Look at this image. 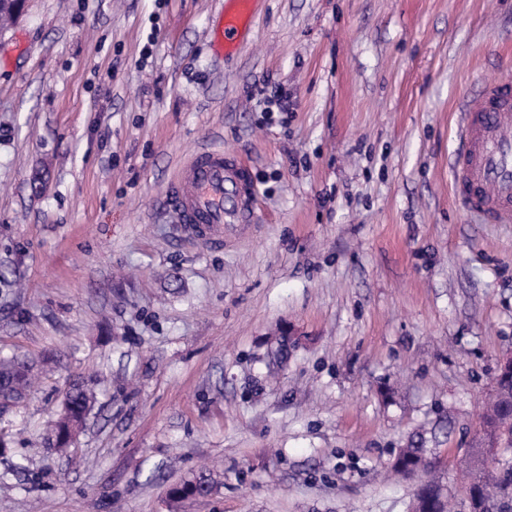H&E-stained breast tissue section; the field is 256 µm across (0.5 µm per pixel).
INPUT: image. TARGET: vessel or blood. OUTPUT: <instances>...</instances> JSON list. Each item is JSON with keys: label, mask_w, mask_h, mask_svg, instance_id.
<instances>
[{"label": "vessel or blood", "mask_w": 512, "mask_h": 512, "mask_svg": "<svg viewBox=\"0 0 512 512\" xmlns=\"http://www.w3.org/2000/svg\"><path fill=\"white\" fill-rule=\"evenodd\" d=\"M220 39L234 47L252 0H234ZM461 150L452 173L462 206L492 224H512V77L487 83L461 113ZM254 189L244 161L222 148L202 149L170 190L182 234L214 248L237 236L254 219Z\"/></svg>", "instance_id": "1"}]
</instances>
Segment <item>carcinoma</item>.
Wrapping results in <instances>:
<instances>
[{
  "mask_svg": "<svg viewBox=\"0 0 512 512\" xmlns=\"http://www.w3.org/2000/svg\"><path fill=\"white\" fill-rule=\"evenodd\" d=\"M33 373L32 364L24 360L0 357L3 399L23 402ZM94 402L93 392L83 383L74 385L68 392L64 415L51 434L58 446H64L72 433L83 424ZM507 418H512V375L498 379L494 402L483 416L488 423ZM480 455L481 448L472 449L470 464L466 465L468 482L463 496L458 498L433 474V462L425 456V449L414 443L399 449L393 459V470L406 478L424 476L413 495L409 512H486L488 504L512 492V446L504 450L492 470L480 463ZM212 488L210 479L201 475L172 489L170 496L177 500L188 495L206 494Z\"/></svg>",
  "mask_w": 512,
  "mask_h": 512,
  "instance_id": "cac0c4a2",
  "label": "carcinoma"
}]
</instances>
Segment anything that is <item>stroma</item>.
Segmentation results:
<instances>
[{"label": "stroma", "mask_w": 512, "mask_h": 512, "mask_svg": "<svg viewBox=\"0 0 512 512\" xmlns=\"http://www.w3.org/2000/svg\"><path fill=\"white\" fill-rule=\"evenodd\" d=\"M224 2L27 0L0 34V356L51 366L0 410V512H409L418 431L461 484L512 356V224L449 161L512 75V0H254L228 55ZM211 145L257 192L221 249L167 197ZM95 402L93 392L84 384L77 383L66 395L65 412L51 437L60 447H63L72 433L79 428L91 411ZM213 488V483L210 478L205 475H200L192 480L183 482L180 487L173 488L170 491V496L174 499H180L182 497L193 495V494H206Z\"/></svg>", "instance_id": "35a3bbf8"}]
</instances>
